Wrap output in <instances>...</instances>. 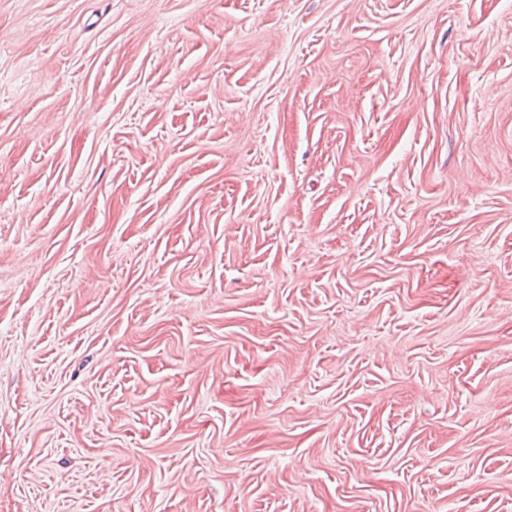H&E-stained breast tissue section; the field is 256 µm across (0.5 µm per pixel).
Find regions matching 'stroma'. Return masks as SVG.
Wrapping results in <instances>:
<instances>
[{
	"mask_svg": "<svg viewBox=\"0 0 512 512\" xmlns=\"http://www.w3.org/2000/svg\"><path fill=\"white\" fill-rule=\"evenodd\" d=\"M0 512H512V0H0Z\"/></svg>",
	"mask_w": 512,
	"mask_h": 512,
	"instance_id": "35a3bbf8",
	"label": "stroma"
}]
</instances>
